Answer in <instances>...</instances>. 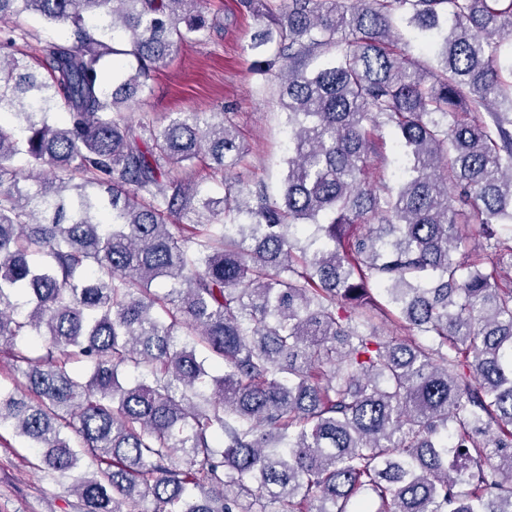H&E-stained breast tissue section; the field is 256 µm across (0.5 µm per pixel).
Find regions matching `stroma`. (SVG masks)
<instances>
[{
  "label": "stroma",
  "instance_id": "obj_1",
  "mask_svg": "<svg viewBox=\"0 0 512 512\" xmlns=\"http://www.w3.org/2000/svg\"><path fill=\"white\" fill-rule=\"evenodd\" d=\"M222 37L182 47L155 74L151 90L126 113L130 124L143 119L163 123L176 112L230 109L244 138L245 152L233 171L245 180L264 182L277 192L288 156V124L275 83H261L252 71L247 46L263 24L240 13L236 0H223ZM32 454L11 429L0 430V512H71L70 495L34 470Z\"/></svg>",
  "mask_w": 512,
  "mask_h": 512
}]
</instances>
